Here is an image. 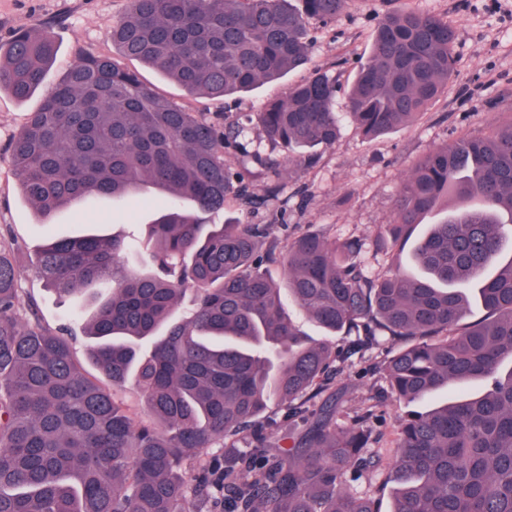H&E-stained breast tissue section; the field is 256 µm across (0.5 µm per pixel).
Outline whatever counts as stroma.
Listing matches in <instances>:
<instances>
[{"instance_id":"stroma-1","label":"stroma","mask_w":512,"mask_h":512,"mask_svg":"<svg viewBox=\"0 0 512 512\" xmlns=\"http://www.w3.org/2000/svg\"><path fill=\"white\" fill-rule=\"evenodd\" d=\"M126 6L127 0H0V41H7L20 28L51 25L58 46L45 81L51 88L84 54L117 56L112 23ZM407 9L437 15L455 28L454 74L445 92L413 122L367 141L349 115L345 87L367 59L380 19ZM309 36L305 66L241 96L190 95L148 66L134 61L130 67L144 83L178 105L208 118L224 116L241 128L236 146L224 153V163L243 175L249 191L260 194L270 184L280 186L278 198L263 208L243 210L232 202L222 211L205 215V223L235 218L244 224H267L272 237L283 242L305 230H318L342 241L358 242L368 274L414 272L411 240L383 249L377 245L376 233L390 223L397 191L423 156L459 137L485 133L492 123L512 122V0H349L334 22L312 28ZM317 68L339 75L343 88L335 100L339 138L310 166L301 158L287 159L284 149L266 138L255 115ZM41 102L38 94L21 102L8 91H0V235L22 248V299L35 302L44 326L73 329L74 357L86 376L97 379L101 372L90 356L92 341L84 333L83 316L103 294L96 286H87L78 307L60 298L43 282L34 252L52 236L99 232L144 239L148 224L168 198L153 195L147 205L134 207L122 198L94 197L61 208L50 221H43L23 197L7 151L10 139ZM392 352L389 344L364 349L338 362L331 381L341 413L367 405L375 408L368 422L372 430L369 451L380 455L384 465L350 483L349 489L378 497L382 512L392 507L391 489L384 479L386 464L396 450L398 419L403 412L383 372Z\"/></svg>"}]
</instances>
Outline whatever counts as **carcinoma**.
Instances as JSON below:
<instances>
[{
	"label": "carcinoma",
	"instance_id": "1",
	"mask_svg": "<svg viewBox=\"0 0 512 512\" xmlns=\"http://www.w3.org/2000/svg\"><path fill=\"white\" fill-rule=\"evenodd\" d=\"M128 0L112 25L122 57L148 64L186 91L212 98L247 92L308 60L309 26L333 22L347 0ZM454 29L416 10L384 16L348 93L367 137L411 122L448 86ZM57 53L51 26L0 42V90L25 100ZM339 84L318 70L257 113L264 134L314 163L336 143ZM220 118L188 112L113 57L86 54L10 142L22 194L41 217L89 194L133 205L156 190L170 206L149 241L103 235L52 237L37 252L45 284L71 296L108 291L85 320L104 379L82 374L65 329L39 324L20 298L19 250L0 239V512H380L346 485L373 464L364 416L340 422L326 400L286 449L259 431L278 403L294 413L325 391L333 364L380 342L404 344L386 362L388 386L408 406L390 465L391 512H512V122L438 148L400 188L382 245L453 195L458 205L417 240L421 275L372 279L357 247L308 230L281 251L265 224H207L231 199L254 195L224 165L236 144ZM136 253L141 268L121 265ZM193 307L173 321L187 292ZM287 293L348 349L308 340L282 304ZM486 318L462 327L471 300ZM135 378L143 413L109 384ZM465 381L483 393L443 406L416 404ZM259 450L243 456L241 436ZM211 448L195 483L184 464Z\"/></svg>",
	"mask_w": 512,
	"mask_h": 512
}]
</instances>
